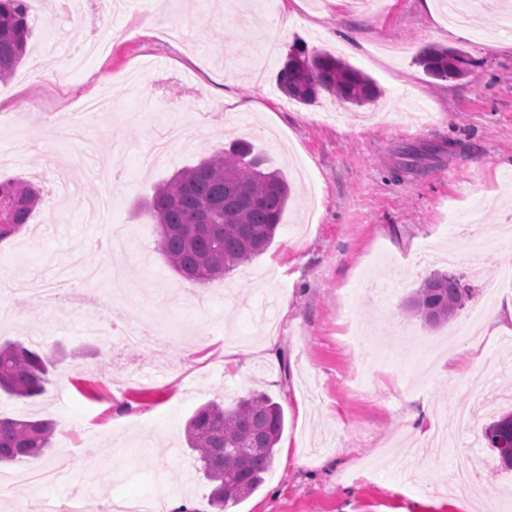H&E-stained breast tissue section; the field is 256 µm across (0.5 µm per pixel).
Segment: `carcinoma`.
Listing matches in <instances>:
<instances>
[{"mask_svg":"<svg viewBox=\"0 0 512 512\" xmlns=\"http://www.w3.org/2000/svg\"><path fill=\"white\" fill-rule=\"evenodd\" d=\"M30 0H0V78L13 76L25 56L30 36ZM299 62L285 63L279 86L304 105L325 92L343 103L362 106L382 95L374 79L326 51L298 48ZM418 63L434 79L463 76L460 54L426 47ZM291 189L271 170L252 144L236 140L197 164L185 167L154 187L148 212L158 228V248L183 280L204 284L223 278L264 253L272 243ZM0 197L12 203L0 242L30 223L39 194L23 179L0 181ZM468 298L458 281L446 274L426 278L407 301L426 324L440 326L454 317ZM52 353L14 343L0 344V391L18 398L42 395L50 383ZM282 406L264 394H251L226 406L216 400L200 405L187 421L186 442L196 469L213 484L212 512H224L253 494L273 468L276 445L284 429ZM55 426L49 420L0 417V464L41 456L50 448ZM495 452L500 439H512V411L497 416L482 430ZM257 452L249 453L247 449Z\"/></svg>","mask_w":512,"mask_h":512,"instance_id":"carcinoma-1","label":"carcinoma"}]
</instances>
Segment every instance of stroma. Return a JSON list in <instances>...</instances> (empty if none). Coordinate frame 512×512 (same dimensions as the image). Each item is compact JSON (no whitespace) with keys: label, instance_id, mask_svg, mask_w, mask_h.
Instances as JSON below:
<instances>
[{"label":"stroma","instance_id":"stroma-1","mask_svg":"<svg viewBox=\"0 0 512 512\" xmlns=\"http://www.w3.org/2000/svg\"><path fill=\"white\" fill-rule=\"evenodd\" d=\"M143 0H81L78 13L30 14L28 54L0 81V180L37 182L39 204L25 228L0 245V275L14 281L66 270L82 282L97 271L100 333L67 303L0 294V342L52 351L45 394L0 392V416L50 419L57 427L40 458L1 465L0 475H33L0 487V512H52L63 491L84 494V512L112 498L165 495L173 506L206 505L211 485L185 475L192 453L185 426L201 404H233L254 392L279 402L285 426L272 470L226 512H489L512 498V472L498 470L482 428L512 409V329L480 347L464 341L433 366L420 342L439 341L466 311L431 328L409 313V296L429 276H454L471 304L484 284L512 269V241L497 244L471 271L472 245L460 223L512 220V33L498 9L449 24L441 0H167L166 21L139 24ZM303 45L343 58L373 78L381 97L361 107L321 96L289 99L278 73ZM427 46L459 51L464 75L442 81L417 62ZM45 67L41 84L31 69ZM112 108L90 113L82 140L60 144L50 131L59 105L77 111L103 94ZM236 139L280 169L291 198L269 248L226 278L183 282L158 249L157 226L142 208L154 186ZM403 178L389 173L407 145H446ZM76 153L121 169L111 221L87 207L102 185L62 193L54 159ZM124 229L131 251L101 250ZM375 336L411 330L414 341L374 357L343 341L345 321ZM136 324L184 339L167 368L153 352L112 357L122 329ZM475 405L472 432L457 408ZM408 439L417 450L357 479L365 461ZM479 450L490 500L467 503L450 488L456 456ZM69 475L36 482L62 457ZM433 487L419 495L416 485Z\"/></svg>","mask_w":512,"mask_h":512}]
</instances>
